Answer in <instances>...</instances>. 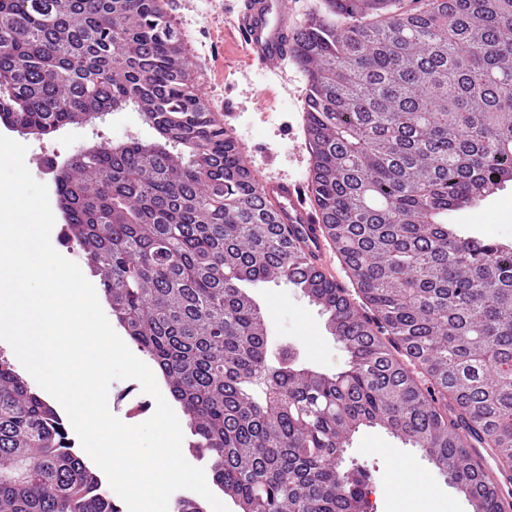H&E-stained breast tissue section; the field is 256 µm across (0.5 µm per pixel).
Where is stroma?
Returning a JSON list of instances; mask_svg holds the SVG:
<instances>
[{"label": "stroma", "mask_w": 512, "mask_h": 512, "mask_svg": "<svg viewBox=\"0 0 512 512\" xmlns=\"http://www.w3.org/2000/svg\"><path fill=\"white\" fill-rule=\"evenodd\" d=\"M182 34V50L195 89L216 121H229L253 152V163L273 176L309 179L303 104L306 80L295 63L276 70L252 65L244 50L229 37L233 17L230 0H158ZM154 130L140 112L128 107L108 112L92 124L68 125L47 135H23L25 164L33 177L53 185L48 161L62 162L80 147L119 143L131 138L153 140ZM450 221L463 233L512 243V183L477 206L454 212ZM251 294L264 310L271 348L295 346L301 361L323 372L343 369L346 354L326 327L319 307L287 284L261 283ZM109 407L128 424L147 420L154 399L134 380L114 381ZM344 470L376 487L378 512H472L466 496L449 484L417 448L402 444L386 430L365 427L356 433L344 454ZM422 483L423 496L394 492L398 476Z\"/></svg>", "instance_id": "stroma-1"}]
</instances>
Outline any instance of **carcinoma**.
Returning a JSON list of instances; mask_svg holds the SVG:
<instances>
[{
  "label": "carcinoma",
  "mask_w": 512,
  "mask_h": 512,
  "mask_svg": "<svg viewBox=\"0 0 512 512\" xmlns=\"http://www.w3.org/2000/svg\"><path fill=\"white\" fill-rule=\"evenodd\" d=\"M320 0L290 53L307 78L310 189L359 300L260 202L189 82L157 0H0V115L22 132L133 106L159 135L54 178L68 238L161 371L189 447L238 512H362L341 469L362 427L420 448L501 512L471 449L512 473V244L448 214L512 182V0ZM327 316L346 368L270 356L246 285ZM55 407L0 356V512H120Z\"/></svg>",
  "instance_id": "obj_1"
}]
</instances>
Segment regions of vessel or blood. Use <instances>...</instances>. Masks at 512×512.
<instances>
[{"label":"vessel or blood","mask_w":512,"mask_h":512,"mask_svg":"<svg viewBox=\"0 0 512 512\" xmlns=\"http://www.w3.org/2000/svg\"><path fill=\"white\" fill-rule=\"evenodd\" d=\"M237 19L230 36L246 51L250 63L273 68L288 54L296 36L288 18L287 0H234ZM252 176L292 241L316 267H324L327 243L319 218L300 182L272 179L261 171Z\"/></svg>","instance_id":"vessel-or-blood-1"}]
</instances>
